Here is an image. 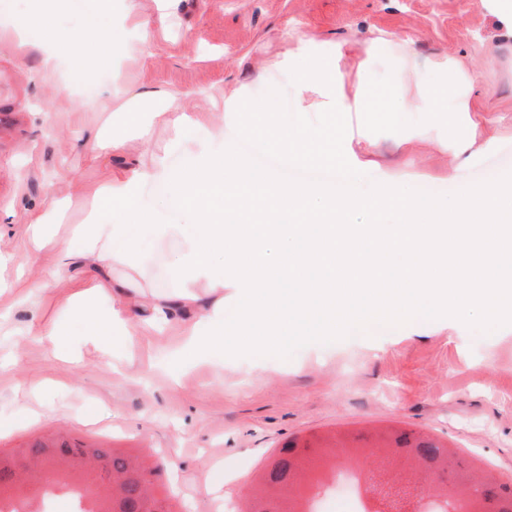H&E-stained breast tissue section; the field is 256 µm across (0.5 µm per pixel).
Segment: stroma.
Listing matches in <instances>:
<instances>
[{
    "instance_id": "1",
    "label": "stroma",
    "mask_w": 512,
    "mask_h": 512,
    "mask_svg": "<svg viewBox=\"0 0 512 512\" xmlns=\"http://www.w3.org/2000/svg\"><path fill=\"white\" fill-rule=\"evenodd\" d=\"M177 13L179 27L154 32L147 61L117 70L48 77L35 54L0 40V453L65 441L146 459L171 512H242L253 477L288 440L392 428L428 433L512 482L511 319L460 321L436 310L341 333L299 327L279 348L232 344L201 355L182 351L180 330L167 327L103 347L65 308L92 272L66 266L60 248L36 251L29 242L31 215L48 205L60 171L89 186L111 175L71 146L74 130L98 119L81 105L83 83L180 91L185 111L223 113L229 146L235 99L273 87L293 111L312 119L322 112L320 93L288 76L310 53L337 63L350 99L365 96L370 77L393 74L402 113L414 122L416 76L476 74L457 90L495 120L496 137H477L469 159L435 123L409 143L366 133L349 159L372 181L401 173L414 189L430 186L420 200L429 209L449 188L512 167V29L491 0H180ZM55 20L80 34L111 27L119 50L137 41L133 26L113 24L96 0ZM60 81L72 95H53ZM102 220L129 224L145 260L141 288L175 289V243L157 241L121 211ZM56 325L65 332L59 348L40 340ZM216 480L219 490L205 493Z\"/></svg>"
}]
</instances>
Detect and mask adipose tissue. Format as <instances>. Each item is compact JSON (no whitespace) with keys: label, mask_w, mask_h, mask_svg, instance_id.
I'll return each instance as SVG.
<instances>
[{"label":"adipose tissue","mask_w":512,"mask_h":512,"mask_svg":"<svg viewBox=\"0 0 512 512\" xmlns=\"http://www.w3.org/2000/svg\"><path fill=\"white\" fill-rule=\"evenodd\" d=\"M67 0H37L28 18L15 22L14 34L29 42L45 69L60 62L83 69L90 62L111 63L107 34L86 40L55 27L52 18ZM40 36L30 40V29ZM98 113L97 123L81 127L76 146L118 174L93 189L78 187L62 172L74 192L52 196L31 225L35 247L48 244L43 227L61 223L74 200L94 209H121L142 219L160 239L180 244L175 267L178 285L158 297L135 287L132 277L118 280L114 271L130 269L136 252L122 224L96 220L75 225L59 240L65 259L99 269L100 276L77 289L73 312L92 328L95 340L111 342L116 333L132 334L140 326L175 325L192 352L220 350L228 342H279L297 324L314 322L344 331L364 321L408 323L427 310L445 308L462 320L512 317V278L498 269L512 258V183L466 184L451 199L432 203L431 222H422L418 197L402 183L379 192L345 196L318 187L256 174L233 149L225 162L199 151L181 169L167 157H143L129 151L131 141L150 144L156 125L177 138L204 132L224 142V123L209 112L159 109L155 92L141 90L120 100L111 84L83 103ZM420 111L428 120L447 121L449 113L471 109L468 97L452 92L449 81L424 83ZM168 185L174 198L166 216L144 212L143 187ZM237 221L225 223V208ZM294 221L280 223L282 210ZM112 301L108 313L96 303ZM234 302L232 332L224 330V306Z\"/></svg>","instance_id":"adipose-tissue-1"}]
</instances>
